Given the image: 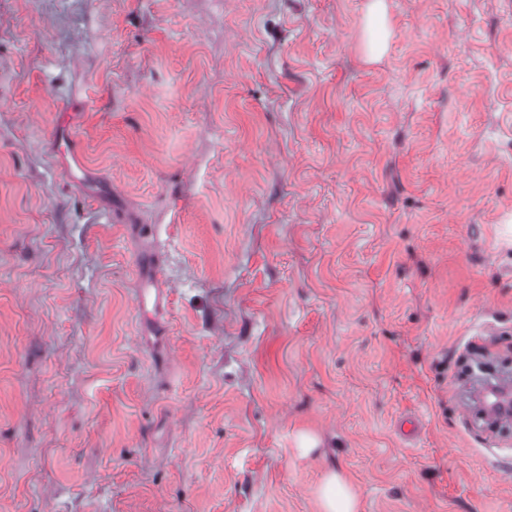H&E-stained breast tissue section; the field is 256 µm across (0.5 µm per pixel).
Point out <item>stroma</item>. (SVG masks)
Returning a JSON list of instances; mask_svg holds the SVG:
<instances>
[{
    "label": "stroma",
    "mask_w": 512,
    "mask_h": 512,
    "mask_svg": "<svg viewBox=\"0 0 512 512\" xmlns=\"http://www.w3.org/2000/svg\"><path fill=\"white\" fill-rule=\"evenodd\" d=\"M368 3L0 0V512H512V0ZM365 48L370 60H377L387 50L389 28L384 0H371L364 20ZM55 137L56 151L68 175L76 182H83L90 175L85 164L84 151L80 141L72 135L58 131ZM160 279L159 274H155L154 277L143 276V288L140 290L138 296V307L141 311L145 312L149 305H152L155 309L159 308L162 300L164 287L157 281ZM511 383L508 377L489 379L480 376L469 392L471 403L466 405L465 416L470 426L477 429L483 422L482 432L488 426L507 429L511 425ZM323 512H356L357 498L337 473L330 474L320 489Z\"/></svg>",
    "instance_id": "stroma-1"
}]
</instances>
